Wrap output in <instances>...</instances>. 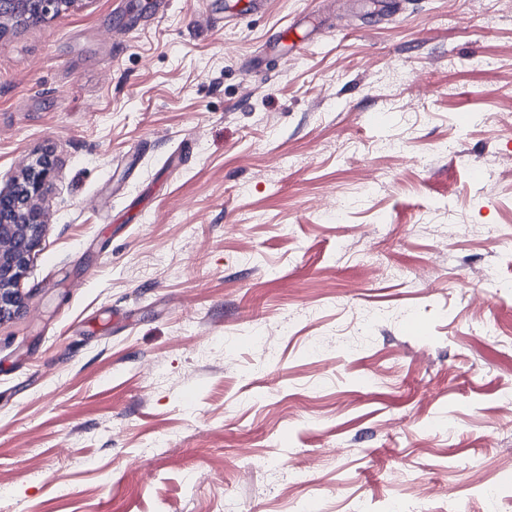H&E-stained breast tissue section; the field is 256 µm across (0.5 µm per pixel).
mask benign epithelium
Returning a JSON list of instances; mask_svg holds the SVG:
<instances>
[{
  "instance_id": "benign-epithelium-1",
  "label": "benign epithelium",
  "mask_w": 512,
  "mask_h": 512,
  "mask_svg": "<svg viewBox=\"0 0 512 512\" xmlns=\"http://www.w3.org/2000/svg\"><path fill=\"white\" fill-rule=\"evenodd\" d=\"M78 0H12L13 10L0 12V29L26 22L34 15L44 20L50 12L74 6ZM51 164L44 160L37 171H27L0 189V319L24 304L21 281L38 247L45 221L38 201L45 192Z\"/></svg>"
}]
</instances>
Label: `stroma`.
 Listing matches in <instances>:
<instances>
[{
	"mask_svg": "<svg viewBox=\"0 0 512 512\" xmlns=\"http://www.w3.org/2000/svg\"><path fill=\"white\" fill-rule=\"evenodd\" d=\"M224 2L0 31V512H506L512 0ZM50 172L51 164L44 160L38 171L26 170L0 189V320L24 304L21 281L45 228L38 201Z\"/></svg>",
	"mask_w": 512,
	"mask_h": 512,
	"instance_id": "35a3bbf8",
	"label": "stroma"
}]
</instances>
